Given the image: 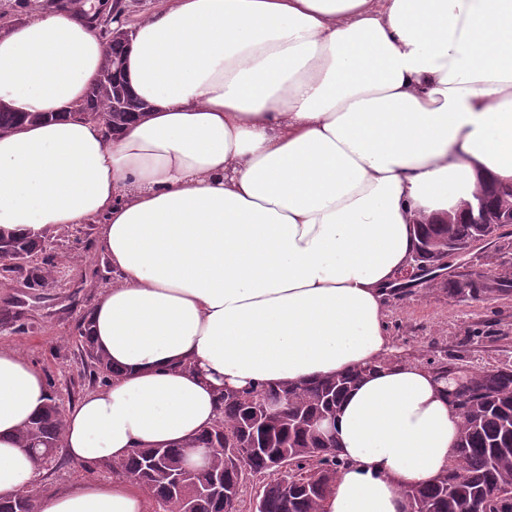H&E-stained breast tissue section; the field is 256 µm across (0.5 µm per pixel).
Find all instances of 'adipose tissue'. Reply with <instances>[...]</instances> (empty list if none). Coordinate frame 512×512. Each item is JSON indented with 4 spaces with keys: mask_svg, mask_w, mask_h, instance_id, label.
Returning <instances> with one entry per match:
<instances>
[{
    "mask_svg": "<svg viewBox=\"0 0 512 512\" xmlns=\"http://www.w3.org/2000/svg\"><path fill=\"white\" fill-rule=\"evenodd\" d=\"M105 53L64 12L0 28V105L54 116L0 134V230L97 225L112 269L87 319L117 375L67 411L68 455L183 444L222 389L363 367L324 512H407L460 417L432 370L386 362L383 299L418 225L512 185V0H164L126 52L147 114L112 135L78 116ZM48 396L0 349V497L41 476L17 434ZM42 512L147 496L86 481Z\"/></svg>",
    "mask_w": 512,
    "mask_h": 512,
    "instance_id": "obj_1",
    "label": "adipose tissue"
}]
</instances>
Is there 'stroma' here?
I'll list each match as a JSON object with an SVG mask.
<instances>
[{
	"label": "stroma",
	"mask_w": 512,
	"mask_h": 512,
	"mask_svg": "<svg viewBox=\"0 0 512 512\" xmlns=\"http://www.w3.org/2000/svg\"><path fill=\"white\" fill-rule=\"evenodd\" d=\"M45 237L57 256V273L46 288L28 287L16 275L0 288V348L17 351L53 382L60 410L100 387L75 335L97 293L112 278L97 244V227L79 232L49 229ZM386 324L394 344L389 361L418 363L455 373L512 367V294L473 300L448 292L447 276L413 282L386 303ZM105 465L75 463L57 450L43 466L32 492L46 497L85 480L111 481Z\"/></svg>",
	"instance_id": "obj_1"
}]
</instances>
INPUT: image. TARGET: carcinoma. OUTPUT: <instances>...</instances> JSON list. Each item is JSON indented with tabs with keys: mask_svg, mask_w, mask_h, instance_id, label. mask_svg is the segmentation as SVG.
<instances>
[{
	"mask_svg": "<svg viewBox=\"0 0 512 512\" xmlns=\"http://www.w3.org/2000/svg\"><path fill=\"white\" fill-rule=\"evenodd\" d=\"M108 41L99 77L90 87L78 115L92 114L111 133L142 117L146 107L131 92L124 95L122 112L112 111L118 86L112 82V60L125 57L128 44L112 41V25L99 24ZM49 118L40 112L0 108V132ZM512 200V186L486 192V208L496 210ZM419 247L414 262L427 272L441 257H459L477 241L493 248L494 271H465L448 277V294L484 299L512 293V224L418 225ZM0 251L13 264L0 268V286L10 273L27 268V258L42 254L41 266L27 273L31 288L45 287L55 257L45 253L44 239L15 237L0 232ZM78 341L93 372L115 375L112 363L91 338L87 320L77 325ZM374 366L354 368L333 377L314 379L286 388L250 385L222 390L221 417L191 441L206 450L205 472L185 469L188 455L181 445L138 448L112 469L144 488L163 512H237L246 475L270 477L253 512H322L343 461L335 437L319 432V423L333 420L344 394ZM449 395L462 417V428L448 469L426 484L405 492L407 512H512V369L460 371L448 378ZM43 413L19 433L21 448L39 458L63 446L64 417L54 397ZM0 512H41L36 496L0 497Z\"/></svg>",
	"mask_w": 512,
	"mask_h": 512,
	"instance_id": "obj_1",
	"label": "carcinoma"
}]
</instances>
